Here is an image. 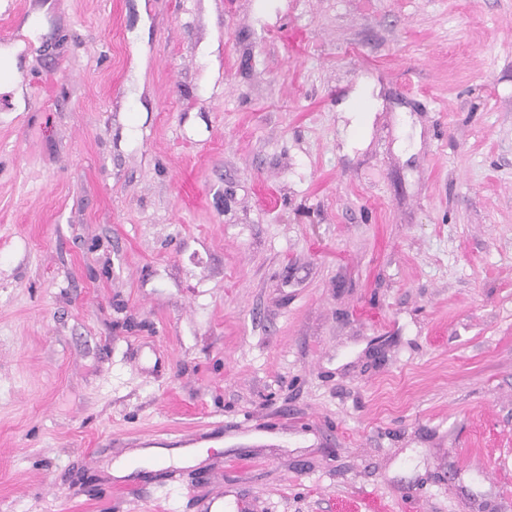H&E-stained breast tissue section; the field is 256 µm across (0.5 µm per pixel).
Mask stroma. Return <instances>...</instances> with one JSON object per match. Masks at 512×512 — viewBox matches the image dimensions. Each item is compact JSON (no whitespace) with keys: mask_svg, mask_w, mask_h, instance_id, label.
Masks as SVG:
<instances>
[{"mask_svg":"<svg viewBox=\"0 0 512 512\" xmlns=\"http://www.w3.org/2000/svg\"><path fill=\"white\" fill-rule=\"evenodd\" d=\"M25 3L0 512H512V0Z\"/></svg>","mask_w":512,"mask_h":512,"instance_id":"1","label":"stroma"}]
</instances>
